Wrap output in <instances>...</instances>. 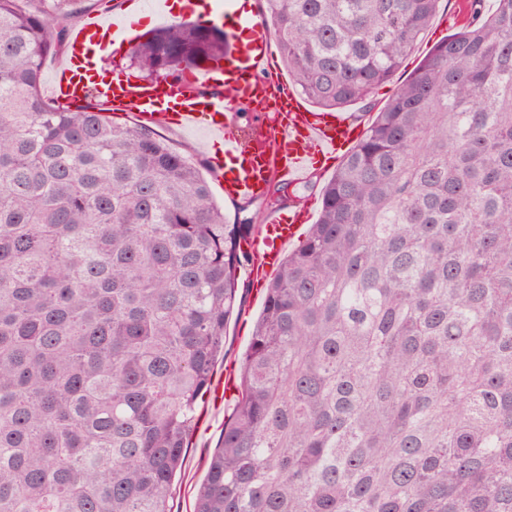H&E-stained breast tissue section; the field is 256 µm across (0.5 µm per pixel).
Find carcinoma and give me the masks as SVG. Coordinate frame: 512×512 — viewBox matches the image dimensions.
Segmentation results:
<instances>
[{"instance_id":"1","label":"carcinoma","mask_w":512,"mask_h":512,"mask_svg":"<svg viewBox=\"0 0 512 512\" xmlns=\"http://www.w3.org/2000/svg\"><path fill=\"white\" fill-rule=\"evenodd\" d=\"M81 2L0 0V512H170L254 218L155 128L43 94ZM261 2L324 109L439 4ZM226 47L174 23L132 57L175 80ZM233 400L194 512H512V0H468L323 184Z\"/></svg>"}]
</instances>
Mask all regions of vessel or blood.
<instances>
[{
    "mask_svg": "<svg viewBox=\"0 0 512 512\" xmlns=\"http://www.w3.org/2000/svg\"><path fill=\"white\" fill-rule=\"evenodd\" d=\"M203 3L200 20L223 26L229 43L224 79L207 72L187 82L141 80L99 69L104 54L130 42L135 25L93 13L72 30L48 83L50 96L77 104L90 90L106 106L137 111L142 121L174 124L221 143L222 155L211 167L229 197L265 196L275 180L306 183L321 173L323 159L357 141L359 122L342 112L309 110L287 82L266 77L273 35L258 12ZM307 220L302 208L266 213L249 242L258 273L280 269L284 246Z\"/></svg>",
    "mask_w": 512,
    "mask_h": 512,
    "instance_id": "obj_1",
    "label": "vessel or blood"
}]
</instances>
